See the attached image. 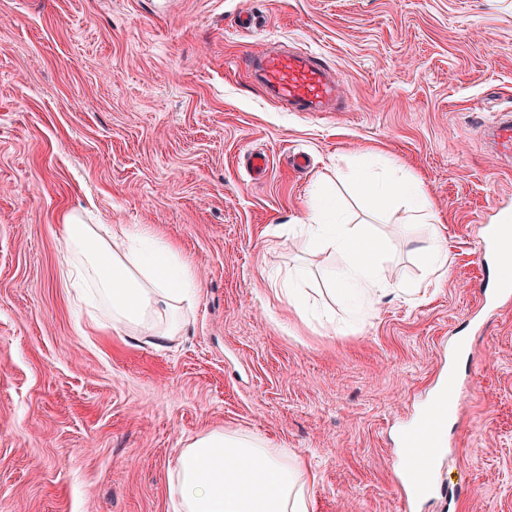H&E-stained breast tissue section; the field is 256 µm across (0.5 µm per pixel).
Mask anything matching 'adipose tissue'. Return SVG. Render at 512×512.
Here are the masks:
<instances>
[{
    "label": "adipose tissue",
    "mask_w": 512,
    "mask_h": 512,
    "mask_svg": "<svg viewBox=\"0 0 512 512\" xmlns=\"http://www.w3.org/2000/svg\"><path fill=\"white\" fill-rule=\"evenodd\" d=\"M357 179L375 209L412 201L428 226L421 248L426 274L438 278L447 273L448 248L418 183L407 178L380 181L363 170ZM62 230L70 256L64 286L93 289L113 324L148 329L159 341L180 332L182 305L197 283L174 247L160 243L146 229L131 238L123 225L108 229L74 216L65 217ZM306 234L312 244L333 248L341 259L338 271L330 275L331 294L373 301L385 292L374 268L381 244L370 232L338 224L329 202L317 197ZM297 470L287 455L261 440L214 431L188 440L180 449L170 487L179 512H309Z\"/></svg>",
    "instance_id": "1"
}]
</instances>
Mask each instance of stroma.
Returning a JSON list of instances; mask_svg holds the SVG:
<instances>
[{"label":"stroma","mask_w":512,"mask_h":512,"mask_svg":"<svg viewBox=\"0 0 512 512\" xmlns=\"http://www.w3.org/2000/svg\"><path fill=\"white\" fill-rule=\"evenodd\" d=\"M277 42L336 71L341 111L288 112L252 82ZM508 111L512 0H0V512H175L178 450L212 430L287 451L311 512H512V300L484 293L478 254L512 211V154L484 136ZM368 165L429 196L440 281L426 226L358 190ZM319 187L414 298L356 319L332 300L339 257L300 233ZM68 213L178 250L198 283L179 336L133 339L64 287ZM295 268L317 300L302 314ZM452 368L433 490L406 497L399 435ZM306 280L299 270H294L289 276L286 288L288 290V304L299 311L308 298V294L302 289Z\"/></svg>","instance_id":"stroma-1"}]
</instances>
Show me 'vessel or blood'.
<instances>
[{
	"label": "vessel or blood",
	"instance_id": "1",
	"mask_svg": "<svg viewBox=\"0 0 512 512\" xmlns=\"http://www.w3.org/2000/svg\"><path fill=\"white\" fill-rule=\"evenodd\" d=\"M248 67L268 96L287 105L292 112H324L340 99V83L324 60L303 50L268 48L250 59ZM486 138L497 148L512 152V115L504 114L485 131ZM512 240V214L501 213L488 230L487 244L491 255H498L501 245ZM452 404L447 394H439L427 411L426 425L405 431L402 467L417 485L428 482L427 460L438 453V429L448 418Z\"/></svg>",
	"mask_w": 512,
	"mask_h": 512
}]
</instances>
